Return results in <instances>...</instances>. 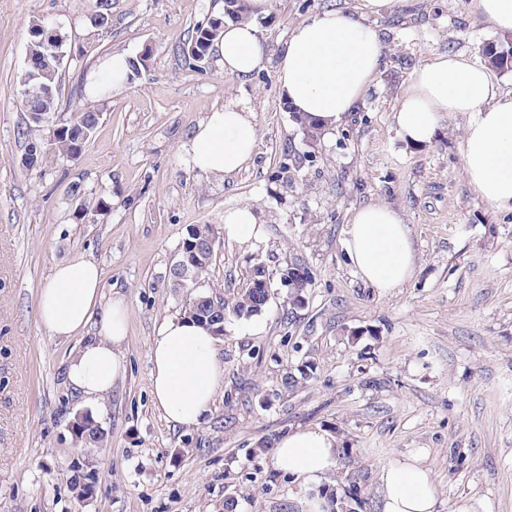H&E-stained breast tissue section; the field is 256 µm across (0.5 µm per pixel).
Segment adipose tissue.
<instances>
[{
	"mask_svg": "<svg viewBox=\"0 0 512 512\" xmlns=\"http://www.w3.org/2000/svg\"><path fill=\"white\" fill-rule=\"evenodd\" d=\"M214 51L227 75L247 80L265 61V48L249 23L225 20ZM383 57L380 33L364 18L322 10L295 25L281 48L277 79L287 106L321 128H335L372 84ZM131 73L123 52L101 58L84 90L96 98L122 92ZM469 114L464 169L487 202L512 211V92L503 91L490 67L461 55L441 56L420 67L401 97L394 120L402 140L431 143L441 117ZM257 145L255 115L228 102L199 121L180 153L191 168L217 180L244 168ZM264 221L251 207L224 213V238L244 250L265 242ZM347 258L362 281L388 292L412 274L414 250L399 213L382 205L352 211L346 227ZM38 319L49 335L80 337L65 369L67 387L84 401L104 398L126 373L122 346L129 307L121 293L105 296L102 270L74 257L55 265L38 295ZM212 329L186 316L166 318L150 344V393L160 416L174 426L199 425L224 386ZM272 464L306 480L335 472L337 439L329 431L297 428L276 443ZM381 512H436L437 498L425 454L412 452L384 464L379 473Z\"/></svg>",
	"mask_w": 512,
	"mask_h": 512,
	"instance_id": "ef3b65f1",
	"label": "adipose tissue"
}]
</instances>
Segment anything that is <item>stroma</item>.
Returning <instances> with one entry per match:
<instances>
[{
    "instance_id": "obj_1",
    "label": "stroma",
    "mask_w": 512,
    "mask_h": 512,
    "mask_svg": "<svg viewBox=\"0 0 512 512\" xmlns=\"http://www.w3.org/2000/svg\"><path fill=\"white\" fill-rule=\"evenodd\" d=\"M361 5L271 0L253 21L269 59L243 83L217 59L200 67L182 52L223 0H112L106 29L90 0H0V512H224L230 495L237 512H304L325 484L351 492L352 512H380L381 466L418 448L437 512L461 497L512 512V212L467 180L468 114L445 116L424 147L406 146L393 118L416 69L440 55L482 60L501 33L475 0H388L366 17L384 43L370 88L292 188L274 180L285 153L306 148L282 100L277 52L312 13ZM34 20L93 45L63 62L65 113L85 103L100 57L152 51L123 93L100 97L80 158L37 171L21 159L48 129L28 125L16 85ZM230 101L254 111L258 143L245 169L218 181L189 167L179 146ZM369 204L398 211L415 251L412 277L386 294L360 279L343 246L351 212ZM244 205L265 218L266 242L251 252L221 243L209 282L229 300L264 266L265 329L253 336L226 319L224 388L199 426L176 428L150 396V338L182 312L170 268L189 228L223 227L225 210ZM76 255L97 262L105 292L129 305L127 377L92 409L64 383L76 340L50 336L36 315L51 269ZM295 262L312 273L302 307L280 285ZM305 360L314 374L285 386ZM85 409L107 433L103 446L75 442L71 422ZM308 426L335 434L339 456L334 473L304 485L275 471L263 446Z\"/></svg>"
}]
</instances>
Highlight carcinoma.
<instances>
[{
    "label": "carcinoma",
    "instance_id": "carcinoma-1",
    "mask_svg": "<svg viewBox=\"0 0 512 512\" xmlns=\"http://www.w3.org/2000/svg\"><path fill=\"white\" fill-rule=\"evenodd\" d=\"M94 8V22L100 27H106L112 21V0H92ZM231 8L229 13H220L211 16L206 22L198 25L187 43L185 51L191 59L201 57L209 59V50L217 36L222 31L215 30L216 24L229 17L237 22L251 20L245 5V0H227ZM485 60L495 69L502 72L512 71V41L505 39L499 43L485 47L483 51ZM59 98L56 95L24 102L22 106L27 112H39L47 119L58 109ZM100 119L98 104L88 101L75 112L69 114L65 125L74 129L84 128L94 133ZM294 123L301 131L306 142L312 143L320 140V129L308 118L300 113H293ZM30 148L36 153V167L52 159L63 158L72 149V141L59 138L51 144L33 143ZM312 158L309 151L286 155L280 165L278 180L285 188L293 187L288 173L300 167ZM220 246L219 231L210 224L195 225L189 229L187 236L182 240L178 249L176 261L170 270L171 287L183 288L189 292V300L185 304L184 314L189 318L212 328L214 334H224V320L228 315L238 319H248L261 314L265 310L263 289L256 287V280L265 278V270L258 266L253 269L250 278L233 299L227 303L210 293L199 290V287L209 278L213 260Z\"/></svg>",
    "mask_w": 512,
    "mask_h": 512
}]
</instances>
